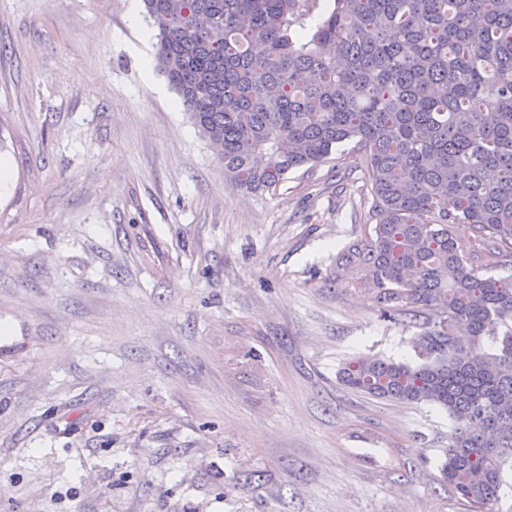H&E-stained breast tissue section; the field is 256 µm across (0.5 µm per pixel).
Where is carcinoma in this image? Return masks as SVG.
Returning <instances> with one entry per match:
<instances>
[{
  "mask_svg": "<svg viewBox=\"0 0 512 512\" xmlns=\"http://www.w3.org/2000/svg\"><path fill=\"white\" fill-rule=\"evenodd\" d=\"M143 0L157 67L240 187L345 142L371 233L345 246L419 363L347 359L346 387L448 411L443 481L498 502L512 470V0ZM455 224L475 236L466 251Z\"/></svg>",
  "mask_w": 512,
  "mask_h": 512,
  "instance_id": "1",
  "label": "carcinoma"
}]
</instances>
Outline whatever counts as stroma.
Here are the masks:
<instances>
[{"mask_svg":"<svg viewBox=\"0 0 512 512\" xmlns=\"http://www.w3.org/2000/svg\"><path fill=\"white\" fill-rule=\"evenodd\" d=\"M142 8L0 0V512H466L447 412L337 379L415 359L336 267L374 224L351 144L237 186Z\"/></svg>","mask_w":512,"mask_h":512,"instance_id":"stroma-1","label":"stroma"}]
</instances>
